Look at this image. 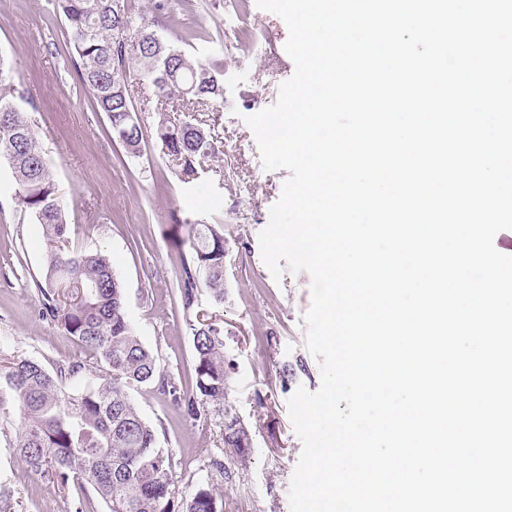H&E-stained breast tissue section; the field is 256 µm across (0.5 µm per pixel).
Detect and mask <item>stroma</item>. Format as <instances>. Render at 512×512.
Segmentation results:
<instances>
[{
	"instance_id": "stroma-1",
	"label": "stroma",
	"mask_w": 512,
	"mask_h": 512,
	"mask_svg": "<svg viewBox=\"0 0 512 512\" xmlns=\"http://www.w3.org/2000/svg\"><path fill=\"white\" fill-rule=\"evenodd\" d=\"M135 15L179 48L224 63V108L218 114L223 168L185 183L154 134L139 87L132 105L144 123L139 156L110 136L104 113L83 88L63 45L65 30L51 0H0V55L11 69L14 101L26 113L50 160L67 204V247L108 255L125 289L127 314L157 357L161 373L183 384L194 376L195 351L176 298L185 222L222 223L226 240L224 303L202 295L201 310L224 326L228 407L249 426L244 462L227 459L222 414L211 406L183 418L165 396L133 393L140 414L157 427L158 445L178 461L180 495L194 493L200 466L226 459L228 476L209 478L224 512H291L289 489L302 444L288 414L297 388L317 391L321 374L305 346L304 313L311 304L307 273L273 278L259 235L289 172L264 170L245 122L274 104L294 72L284 50L289 31L256 0H131ZM42 227L15 202V184L0 162V360L28 358L52 365L83 353L60 326L42 319L35 283L43 275ZM73 486L29 471L0 436V512H73Z\"/></svg>"
}]
</instances>
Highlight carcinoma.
Masks as SVG:
<instances>
[{"label":"carcinoma","mask_w":512,"mask_h":512,"mask_svg":"<svg viewBox=\"0 0 512 512\" xmlns=\"http://www.w3.org/2000/svg\"><path fill=\"white\" fill-rule=\"evenodd\" d=\"M65 18L64 44L80 83L106 113L112 139L126 153L141 152L144 126L129 99L128 79H146L160 117L155 134L176 161L185 182L221 153L219 135L195 118L199 107L224 105V65L218 59L186 54L159 31L144 24L128 41L133 24L128 0H55ZM187 116L170 119L172 104ZM0 159L16 185L17 205L43 229L45 284L35 283L41 314L60 325L81 346L84 360L52 367L32 359L0 366V382L13 392L21 428L16 454L34 473H48L80 495L74 512H96L94 500L109 512H224L223 499L209 484L188 499L178 497L176 462L157 446L156 427L133 403L129 390L154 389L188 418L205 405H224L229 389L224 370V327L214 320L188 323L195 348V379L180 387L161 375L152 349L126 314L124 288L101 252L71 253L64 204L52 167L36 134L17 105L0 97ZM179 253L178 297L184 310L199 305L201 290L224 303V225L187 224ZM102 369L105 377L85 380ZM224 447L241 460L252 447L249 428L230 409L223 414Z\"/></svg>","instance_id":"cac0c4a2"}]
</instances>
